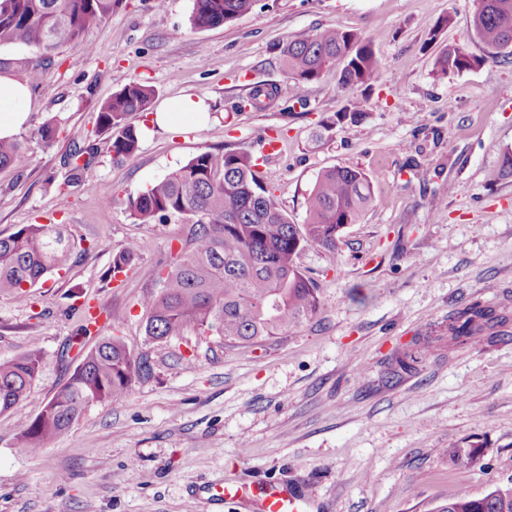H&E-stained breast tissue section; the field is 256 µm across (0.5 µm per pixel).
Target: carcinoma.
Listing matches in <instances>:
<instances>
[{"mask_svg": "<svg viewBox=\"0 0 512 512\" xmlns=\"http://www.w3.org/2000/svg\"><path fill=\"white\" fill-rule=\"evenodd\" d=\"M117 0H0V47L32 48L37 58L21 66L30 84L40 83L42 64L64 44L87 38L112 15ZM255 0H193L190 16L196 29H214L249 13ZM471 34L484 55L466 44H448L435 55L439 77L472 70L488 58L512 56V0H474ZM288 79L297 87L316 82L336 69L347 91L367 92L379 83L381 70L370 41L338 26L294 35L279 45ZM154 90L132 81L102 102L93 130L83 146L74 149L64 186L79 187L97 155L96 138L108 135L116 157L132 160L140 133L127 121L129 114L148 110ZM279 100L274 84L256 82L248 105L267 107ZM365 117L350 104L321 123L314 142L323 144L346 124ZM86 156L78 164L80 156ZM24 144L0 139V167L26 169ZM249 151H201L186 164L124 198L106 196L104 206H125L137 224H157L170 217L190 224L189 250L156 274V291L143 299L148 311L146 334L154 340L183 336L191 329L211 332L224 344L248 347L272 341L317 314L319 300L302 272L299 255L306 246L334 251L343 226L355 224L373 203L372 180L362 169L333 167L321 171L305 202V219L296 224L277 205L272 187L275 172L258 169ZM138 250L131 241L115 254L112 277L127 272ZM71 254L59 224H27L0 237V295H18L63 266ZM509 321L506 307L476 298L448 317L447 335L415 336L394 356L402 371L427 362L442 343L470 345L504 336ZM45 362L42 352L0 361V414L18 412L26 391ZM150 372L145 355L133 356L114 337L82 353L67 382L41 415L24 421L17 445L28 453L44 448L68 433L87 410L120 398ZM448 460H473L478 448H447ZM439 512H512V487H496L480 498L461 490Z\"/></svg>", "mask_w": 512, "mask_h": 512, "instance_id": "obj_1", "label": "carcinoma"}]
</instances>
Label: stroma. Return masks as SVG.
I'll list each match as a JSON object with an SVG mask.
<instances>
[{
    "mask_svg": "<svg viewBox=\"0 0 512 512\" xmlns=\"http://www.w3.org/2000/svg\"><path fill=\"white\" fill-rule=\"evenodd\" d=\"M192 0H118L84 41L61 48L31 90L18 137L24 173L0 167V235L26 224H61L76 248L59 270L22 296H0V359L39 349L45 364L18 413L0 414V512H257L248 499L216 506L217 482H273L302 492L313 512H437L458 491L480 497L512 486V336L441 350L394 373L396 348L440 330L470 299L512 312V63L486 60L444 79L424 42L452 15L441 43L471 37L473 0H257L231 24L192 27ZM335 25L370 40L383 72L364 121L318 146V125L352 95L328 72L296 87L277 46ZM150 86L154 105L186 95L206 100L212 119L157 127L153 111L129 121L141 132L131 161L97 139V190L63 189V158L91 130L98 104L126 84ZM278 85L280 103L237 111L253 83ZM304 96L303 113L280 104ZM57 119L45 147L38 130ZM264 154L278 172L275 198L295 223L317 175L333 166L372 176L374 202L347 225L336 251L308 246L299 264L316 288L318 314L265 346L225 345L192 332L155 341L142 306L150 271L165 270L187 242L188 224L134 223L100 197L126 196L200 151ZM140 249L114 280V255ZM151 373L127 395L89 409L38 454L17 446L24 420L39 416L98 335H82L84 308ZM474 445L470 463L446 449Z\"/></svg>",
    "mask_w": 512,
    "mask_h": 512,
    "instance_id": "1",
    "label": "stroma"
}]
</instances>
